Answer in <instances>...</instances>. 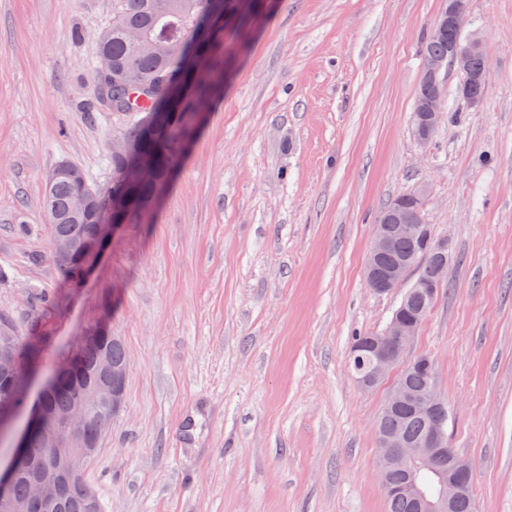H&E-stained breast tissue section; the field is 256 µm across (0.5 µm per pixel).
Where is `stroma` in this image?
<instances>
[{
  "label": "stroma",
  "mask_w": 512,
  "mask_h": 512,
  "mask_svg": "<svg viewBox=\"0 0 512 512\" xmlns=\"http://www.w3.org/2000/svg\"><path fill=\"white\" fill-rule=\"evenodd\" d=\"M444 0H258L224 20L223 94L148 223L125 224L80 285L54 258L45 178L104 187L112 114L95 34L112 0H0V317L42 364L0 433V463L81 336H118L124 403L87 472L104 512H387L358 333L400 299L367 285L375 219L427 187L447 285L409 349L427 353L469 461L475 512H512V0H469L480 108L456 94L412 134L422 46Z\"/></svg>",
  "instance_id": "stroma-1"
}]
</instances>
